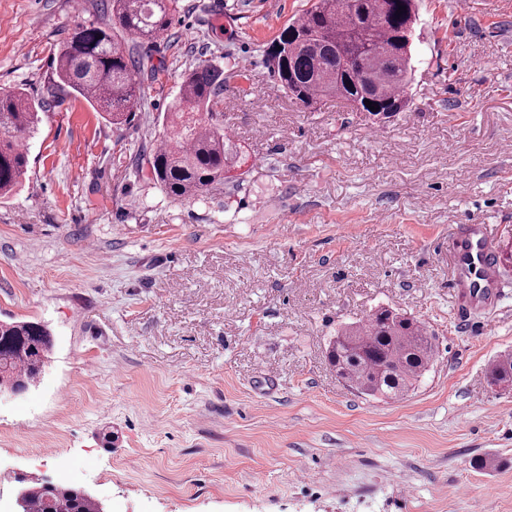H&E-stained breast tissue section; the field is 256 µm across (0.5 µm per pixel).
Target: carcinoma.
Returning <instances> with one entry per match:
<instances>
[{
	"label": "carcinoma",
	"instance_id": "cac0c4a2",
	"mask_svg": "<svg viewBox=\"0 0 512 512\" xmlns=\"http://www.w3.org/2000/svg\"><path fill=\"white\" fill-rule=\"evenodd\" d=\"M177 0H111L107 19L80 21L55 45L48 91L85 99L112 125L127 124L137 101V66L129 43H150L168 30ZM405 10H399V6ZM401 14H396V11ZM416 0H315L265 52L272 76L306 107L336 99L369 100L405 112L413 81ZM224 70L201 60L183 77L152 154L150 175L167 194L189 199L228 179L241 152L209 107L224 89ZM39 112L22 91L0 93V199L26 177L27 142ZM52 347L48 329L34 321L0 323V386L41 372ZM433 335L419 322L378 308L331 341L336 375L361 393L405 395L428 371ZM490 383L512 386V354L489 367ZM29 512H97L91 495L59 484L31 487Z\"/></svg>",
	"mask_w": 512,
	"mask_h": 512
}]
</instances>
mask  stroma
I'll return each instance as SVG.
<instances>
[{"mask_svg": "<svg viewBox=\"0 0 512 512\" xmlns=\"http://www.w3.org/2000/svg\"><path fill=\"white\" fill-rule=\"evenodd\" d=\"M418 4L410 109L378 121L304 107L265 67L308 0H180L135 46L118 130L46 93L55 44L110 0H0V91L41 106L24 186L0 200V321L53 342L40 382L0 396V512L47 478L107 512H512V388L488 377L512 353V0ZM204 59L229 74L212 110L246 176L180 200L148 160ZM458 224L495 245L493 312L450 286ZM381 306L435 337L398 400L326 359Z\"/></svg>", "mask_w": 512, "mask_h": 512, "instance_id": "obj_1", "label": "stroma"}]
</instances>
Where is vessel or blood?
I'll list each match as a JSON object with an SVG mask.
<instances>
[{
  "mask_svg": "<svg viewBox=\"0 0 512 512\" xmlns=\"http://www.w3.org/2000/svg\"><path fill=\"white\" fill-rule=\"evenodd\" d=\"M455 253L453 286L471 304L491 302L500 284V273L491 240L480 224L457 226L450 237Z\"/></svg>",
  "mask_w": 512,
  "mask_h": 512,
  "instance_id": "obj_1",
  "label": "vessel or blood"
}]
</instances>
